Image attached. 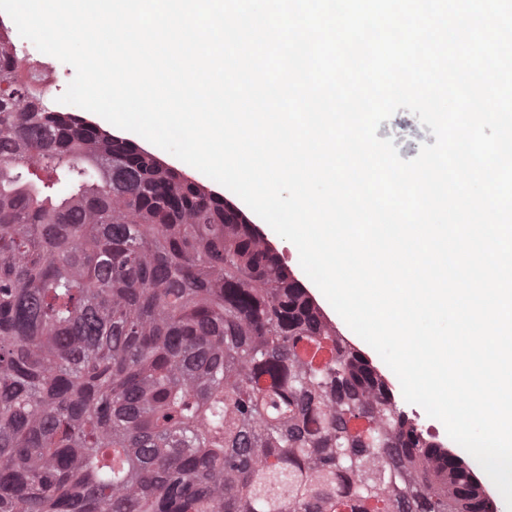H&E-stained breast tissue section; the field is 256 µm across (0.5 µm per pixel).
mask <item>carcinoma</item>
I'll return each mask as SVG.
<instances>
[{"label":"carcinoma","instance_id":"1","mask_svg":"<svg viewBox=\"0 0 512 512\" xmlns=\"http://www.w3.org/2000/svg\"><path fill=\"white\" fill-rule=\"evenodd\" d=\"M0 512L496 504L256 225L136 144L49 110L3 44Z\"/></svg>","mask_w":512,"mask_h":512}]
</instances>
